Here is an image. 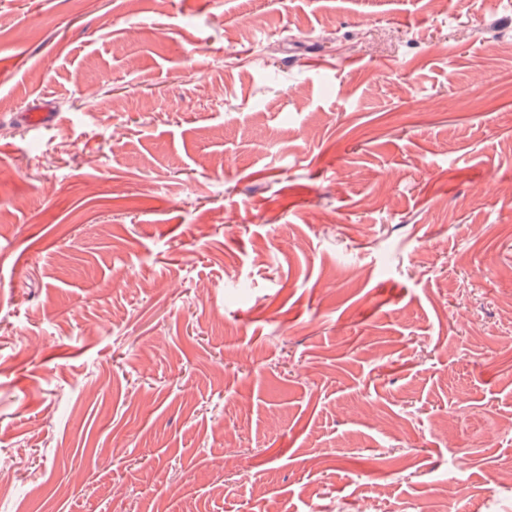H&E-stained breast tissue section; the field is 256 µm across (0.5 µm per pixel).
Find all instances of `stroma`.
I'll use <instances>...</instances> for the list:
<instances>
[{
	"instance_id": "stroma-1",
	"label": "stroma",
	"mask_w": 512,
	"mask_h": 512,
	"mask_svg": "<svg viewBox=\"0 0 512 512\" xmlns=\"http://www.w3.org/2000/svg\"><path fill=\"white\" fill-rule=\"evenodd\" d=\"M510 78L512 0H0V512H481Z\"/></svg>"
}]
</instances>
